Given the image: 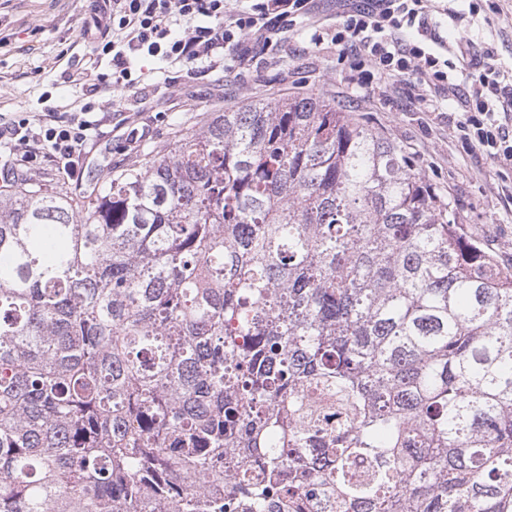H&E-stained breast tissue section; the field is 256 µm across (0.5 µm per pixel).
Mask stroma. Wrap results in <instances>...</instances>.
Wrapping results in <instances>:
<instances>
[{
	"mask_svg": "<svg viewBox=\"0 0 512 512\" xmlns=\"http://www.w3.org/2000/svg\"><path fill=\"white\" fill-rule=\"evenodd\" d=\"M478 0H450L449 6L468 14L470 37L487 50L488 63L512 67V0H501L499 12L477 6ZM91 0H6L0 5V115L43 111V96L51 94L61 111L83 101L82 89L66 74L91 64L93 40L83 28ZM311 29L284 44L285 70L232 68L223 81L214 76H183L167 95L145 99L163 64L150 60L134 72L135 88H108L98 95L110 107L111 129L88 144L92 161L84 185L94 182L101 166L119 171L134 159L160 153L176 135L204 128L209 113L236 108L288 92L289 83L316 88L336 98L346 111L404 145L419 171L444 196L463 231L481 241L502 265H512V169L468 152L453 137L451 110L424 111L400 96L356 97L349 70L337 60L335 46H309ZM153 119L152 137L123 152L119 146L131 129Z\"/></svg>",
	"mask_w": 512,
	"mask_h": 512,
	"instance_id": "35a3bbf8",
	"label": "stroma"
}]
</instances>
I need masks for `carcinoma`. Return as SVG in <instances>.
I'll return each mask as SVG.
<instances>
[{"mask_svg":"<svg viewBox=\"0 0 512 512\" xmlns=\"http://www.w3.org/2000/svg\"><path fill=\"white\" fill-rule=\"evenodd\" d=\"M96 183L0 195V512H512V267L396 141L312 90Z\"/></svg>","mask_w":512,"mask_h":512,"instance_id":"carcinoma-1","label":"carcinoma"}]
</instances>
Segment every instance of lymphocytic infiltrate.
Here are the masks:
<instances>
[{
	"label": "lymphocytic infiltrate",
	"mask_w": 512,
	"mask_h": 512,
	"mask_svg": "<svg viewBox=\"0 0 512 512\" xmlns=\"http://www.w3.org/2000/svg\"><path fill=\"white\" fill-rule=\"evenodd\" d=\"M317 0H101L89 23L99 33L94 53L103 68L76 79L88 93L133 84L135 64L145 58L188 66L200 73L280 64L281 43L300 24L312 23ZM458 13L440 0H336L334 24L320 27L311 45H334L347 63L356 92L399 91L422 105L456 102V138L469 150L512 166V79L482 61L467 37L455 44L440 30L461 27ZM102 121L94 102L79 111L47 107L16 115L0 126V160L18 170L48 156L56 171L82 181L83 148Z\"/></svg>",
	"instance_id": "1"
}]
</instances>
